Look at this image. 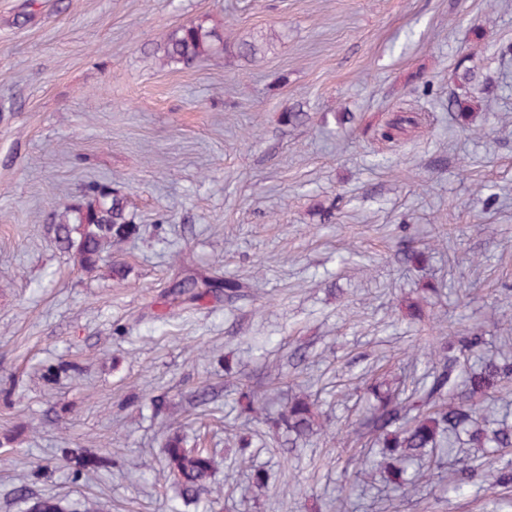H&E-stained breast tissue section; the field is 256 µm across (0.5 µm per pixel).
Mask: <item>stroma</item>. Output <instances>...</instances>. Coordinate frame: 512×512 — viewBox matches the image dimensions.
I'll use <instances>...</instances> for the list:
<instances>
[{"mask_svg": "<svg viewBox=\"0 0 512 512\" xmlns=\"http://www.w3.org/2000/svg\"><path fill=\"white\" fill-rule=\"evenodd\" d=\"M200 18L278 38L253 63L164 64L166 35ZM467 69L483 104L461 122L448 95ZM95 183L135 199L138 232L88 273L50 213ZM404 240L424 250L409 270ZM190 273L243 288L172 300ZM507 318L512 0H0V512H25L23 483L75 508L171 512L174 432L214 454L224 489L182 512H379L383 471L350 490L354 449L322 435L290 450L260 426L271 487L249 486L233 467L240 389L263 386L272 413L310 396L343 430L364 379H426L433 328L492 340ZM67 448L113 465L76 474ZM289 475L283 504L272 488ZM442 496L480 512L491 493L432 483L397 512Z\"/></svg>", "mask_w": 512, "mask_h": 512, "instance_id": "1", "label": "stroma"}]
</instances>
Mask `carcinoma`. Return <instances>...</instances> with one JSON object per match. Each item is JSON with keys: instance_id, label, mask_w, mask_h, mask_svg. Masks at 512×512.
I'll use <instances>...</instances> for the list:
<instances>
[{"instance_id": "1", "label": "carcinoma", "mask_w": 512, "mask_h": 512, "mask_svg": "<svg viewBox=\"0 0 512 512\" xmlns=\"http://www.w3.org/2000/svg\"><path fill=\"white\" fill-rule=\"evenodd\" d=\"M273 47L268 36L247 33L224 38L218 28L200 19L173 30L161 46L166 64L189 65L199 59L225 54L253 60ZM58 239L72 252L80 269L92 272L105 262L106 253L124 243L135 233L132 200L112 192L105 185L84 191L81 197L56 213ZM176 295L192 301L209 296L211 284L206 280L185 278L173 283ZM488 340L482 329L434 336L424 345L432 364L431 381L422 387H409L375 379L366 386L368 403L360 417L348 426L349 443L371 446L359 451L353 481L369 470L388 472L394 492L417 488L422 482L438 480L448 490L462 492L477 481L491 490L512 491V413L500 419L478 420L483 405L496 399L512 385V336L500 339L495 355L486 352ZM240 414L245 416L244 432L239 436V460L251 461V438L248 425L264 420L275 432L286 433L293 441L307 439L320 432L316 424L317 407L306 396L288 400L275 417H262L261 398L251 390L240 392ZM448 449L445 470L436 472L419 467L422 459ZM472 448L486 456L461 459L456 453ZM164 471L178 486L182 499L195 502L203 493L220 499L221 492L209 485L215 461L203 448H187L180 438L171 435L163 448ZM112 453L106 449L91 457L69 456L76 471H98L109 467ZM17 495L26 504V512H67L63 501L54 496H31L20 488Z\"/></svg>"}]
</instances>
